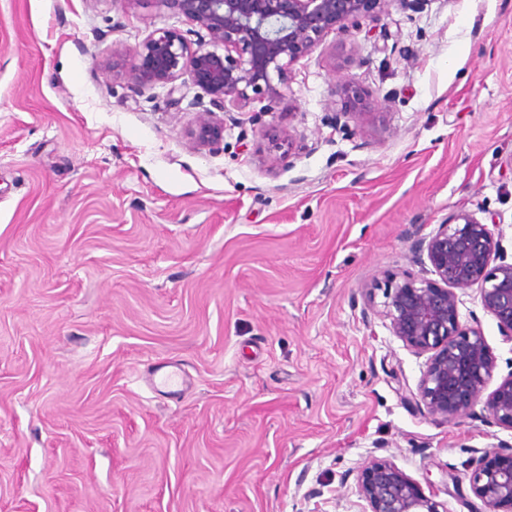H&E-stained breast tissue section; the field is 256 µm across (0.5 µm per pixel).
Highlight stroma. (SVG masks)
Masks as SVG:
<instances>
[{"label":"stroma","mask_w":512,"mask_h":512,"mask_svg":"<svg viewBox=\"0 0 512 512\" xmlns=\"http://www.w3.org/2000/svg\"><path fill=\"white\" fill-rule=\"evenodd\" d=\"M168 23L155 0H0V512H363L341 477L374 456L481 512L469 450L512 432L420 413L425 357L361 311L459 211L512 259V0L330 35L212 149L177 96L104 67ZM273 121L299 152L272 170ZM459 299L502 380L512 342Z\"/></svg>","instance_id":"35a3bbf8"}]
</instances>
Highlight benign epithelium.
Wrapping results in <instances>:
<instances>
[{
    "label": "benign epithelium",
    "mask_w": 512,
    "mask_h": 512,
    "mask_svg": "<svg viewBox=\"0 0 512 512\" xmlns=\"http://www.w3.org/2000/svg\"><path fill=\"white\" fill-rule=\"evenodd\" d=\"M174 23L155 28L132 50L128 76L134 87L176 91L200 88L187 111L199 149L224 141L218 113L244 112L256 101L266 113L283 97L292 66L332 33L348 34L361 20L378 17L412 0H155ZM188 29L183 30L181 26ZM351 108L365 93L353 81L340 84ZM262 136L271 165L295 153V140L271 122ZM414 261L435 278L406 276L385 289L383 310L391 333L411 351L427 356L417 391L405 394L425 416L449 423L478 417L512 431V374L492 390L496 368L478 324L460 319L457 291L480 286L484 310L501 335L512 340V262L500 249L497 225L460 211L436 231L413 239ZM482 404V412L474 407ZM470 488L484 512H512V443L473 448ZM365 512H439L421 485L387 458L373 457L355 475Z\"/></svg>",
    "instance_id": "obj_1"
}]
</instances>
